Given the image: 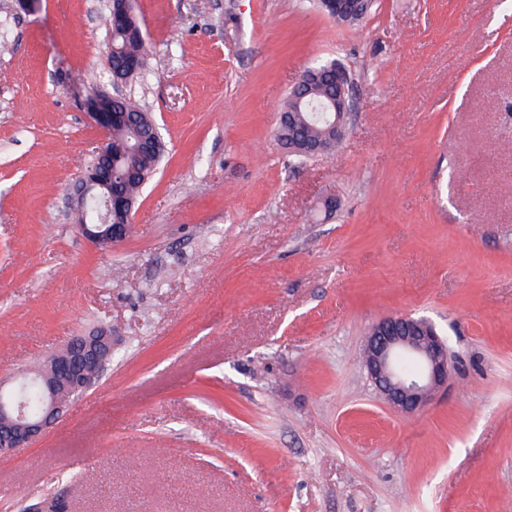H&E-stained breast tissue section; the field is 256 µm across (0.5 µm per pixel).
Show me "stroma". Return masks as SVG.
Listing matches in <instances>:
<instances>
[{
    "instance_id": "35a3bbf8",
    "label": "stroma",
    "mask_w": 512,
    "mask_h": 512,
    "mask_svg": "<svg viewBox=\"0 0 512 512\" xmlns=\"http://www.w3.org/2000/svg\"><path fill=\"white\" fill-rule=\"evenodd\" d=\"M111 0H0V377L95 327L112 362L29 447L0 512H512V9L375 0H135L166 144L109 250L70 199L103 139ZM343 63L340 149L275 129L303 71ZM424 318L448 384L417 414L362 366ZM366 2V0H321L320 6L322 12L336 22L347 21L346 24H352L358 20L353 17L360 16L366 11Z\"/></svg>"
}]
</instances>
